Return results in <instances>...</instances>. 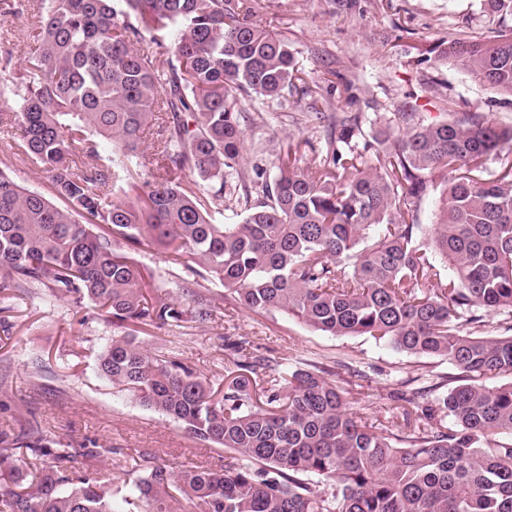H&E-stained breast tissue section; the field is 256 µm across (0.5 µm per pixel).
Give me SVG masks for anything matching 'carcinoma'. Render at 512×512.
<instances>
[{"label":"carcinoma","mask_w":512,"mask_h":512,"mask_svg":"<svg viewBox=\"0 0 512 512\" xmlns=\"http://www.w3.org/2000/svg\"><path fill=\"white\" fill-rule=\"evenodd\" d=\"M253 0H40L29 52H7L16 145L54 198L0 171V292L78 295L104 321L162 328L208 321L194 277L219 281L243 308L282 312L331 336H371L443 357L456 385L397 389L409 406L382 428L352 412L315 362L274 365L224 337L239 369L224 390L181 362L113 336L101 376L196 439L223 448L224 469L175 475L149 464L115 491L37 420L0 440V512H512V125L484 112L436 118L407 102L378 116L328 112L304 86L288 38L251 20ZM167 39V58L142 46ZM512 97V29L421 48ZM311 97L324 147L288 140L261 196L236 194L242 100ZM159 129L154 153L140 148ZM501 158L499 170L485 162ZM191 169L200 182L184 179ZM440 191L437 220L417 206ZM230 210L236 220L217 224ZM158 244L186 270L181 299L152 282L138 248ZM507 336H485L484 314ZM266 404L254 401L256 370Z\"/></svg>","instance_id":"obj_1"}]
</instances>
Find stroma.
<instances>
[{"mask_svg":"<svg viewBox=\"0 0 512 512\" xmlns=\"http://www.w3.org/2000/svg\"><path fill=\"white\" fill-rule=\"evenodd\" d=\"M253 19L288 36L304 80L332 111L359 112L372 124L414 95L430 117L451 99L456 111L490 112L512 123V98L492 94L450 65L417 61L418 47L512 27L484 0H256ZM328 69L335 72L329 81L323 78ZM307 103L297 94L243 103L244 172L270 166L286 139H318L305 118ZM15 111L13 100L0 97V170L51 195L46 176L12 145ZM201 291L216 303L218 319L140 326L135 336L146 349L177 357L219 387L236 370L224 351L228 336L244 338L260 357L336 365L333 383L347 393L352 410L367 411L378 425L396 416L389 392L420 377L454 374L442 358L412 356L370 336H329L281 313L245 310L213 279L203 281ZM120 333L71 296L50 301L42 288L22 297L0 294V434L20 439L36 419L49 436L72 447H100L98 458L79 456L74 465L111 472L116 487L126 470L148 461L176 472L223 466V449L199 442L98 374V354Z\"/></svg>","mask_w":512,"mask_h":512,"instance_id":"35a3bbf8","label":"stroma"}]
</instances>
